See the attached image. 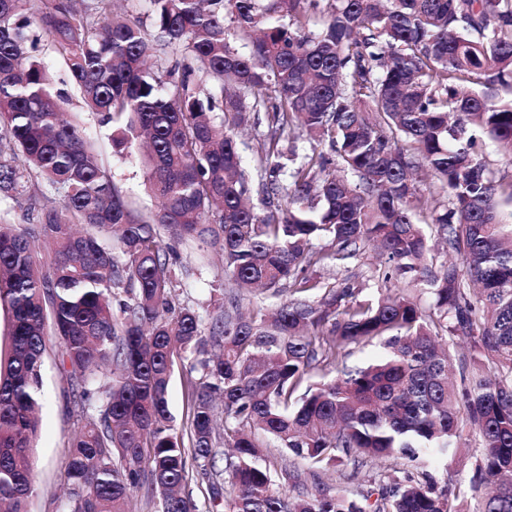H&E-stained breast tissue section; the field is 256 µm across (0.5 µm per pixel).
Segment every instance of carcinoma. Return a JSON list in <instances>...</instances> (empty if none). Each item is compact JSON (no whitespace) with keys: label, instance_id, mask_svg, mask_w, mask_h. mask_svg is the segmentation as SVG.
<instances>
[{"label":"carcinoma","instance_id":"obj_1","mask_svg":"<svg viewBox=\"0 0 512 512\" xmlns=\"http://www.w3.org/2000/svg\"><path fill=\"white\" fill-rule=\"evenodd\" d=\"M149 3L177 82L143 22L113 0H0V198L33 179L53 193L28 198L26 224L0 212V303L11 314L0 509L28 512L52 335L81 409L63 512H129L145 485L158 512H196L183 491L187 454L211 466L222 443L224 470L204 475L224 512H460L467 492L472 512H512V225L501 209L512 179L488 176L476 151L484 135L512 158V102L490 93L512 78V0ZM33 26L86 109L116 125L115 152L146 138L154 211L129 204L62 118L67 96L35 54ZM241 34L252 38L246 53ZM250 121L266 134L249 171L235 129ZM300 128L315 142L302 155L288 143ZM420 168L447 203L420 192ZM428 218L460 263L429 268ZM319 239L329 248H313ZM184 240L219 248L233 281L206 328L189 308L172 312L190 272L176 249ZM367 247L385 259L383 283H400L377 299L360 282L329 288L308 275ZM285 286L272 313L242 314V291L269 298ZM445 336L466 343L456 384ZM373 340L383 352L348 366L349 346ZM179 362L189 366L187 446L168 408ZM257 430L306 461V476L283 470L296 493L275 487ZM471 440L474 475L450 495L434 471ZM390 458L412 472L388 476L372 505L307 483Z\"/></svg>","mask_w":512,"mask_h":512}]
</instances>
